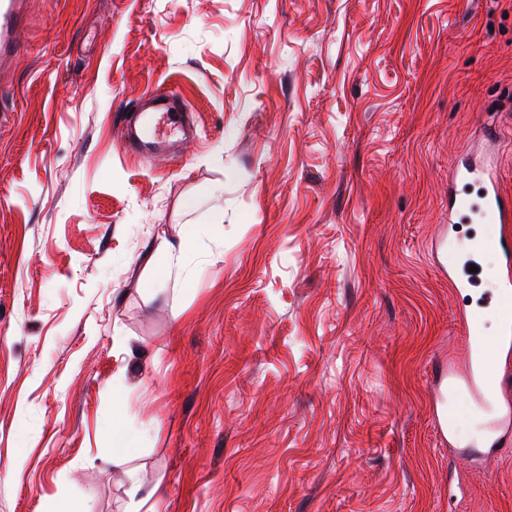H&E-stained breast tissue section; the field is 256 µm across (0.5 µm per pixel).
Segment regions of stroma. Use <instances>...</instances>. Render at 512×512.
Returning <instances> with one entry per match:
<instances>
[{"label":"stroma","instance_id":"stroma-1","mask_svg":"<svg viewBox=\"0 0 512 512\" xmlns=\"http://www.w3.org/2000/svg\"><path fill=\"white\" fill-rule=\"evenodd\" d=\"M27 12L0 69V512H135L133 476L163 512H512V428L477 447L459 395L455 445L435 430L465 335L431 252L486 122L512 194V0ZM170 88L181 154L125 151Z\"/></svg>","mask_w":512,"mask_h":512}]
</instances>
